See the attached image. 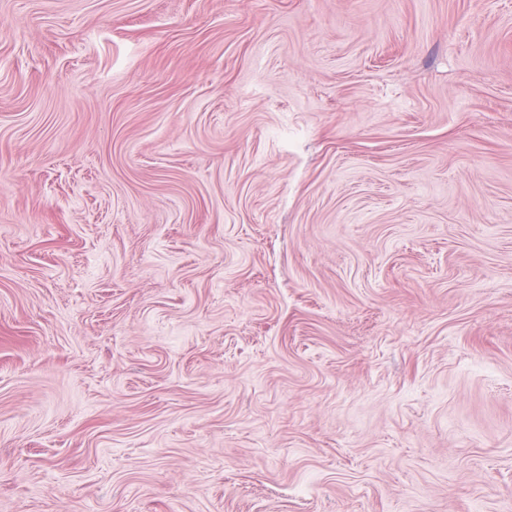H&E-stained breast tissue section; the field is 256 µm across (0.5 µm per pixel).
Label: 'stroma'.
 Instances as JSON below:
<instances>
[{
  "instance_id": "35a3bbf8",
  "label": "stroma",
  "mask_w": 512,
  "mask_h": 512,
  "mask_svg": "<svg viewBox=\"0 0 512 512\" xmlns=\"http://www.w3.org/2000/svg\"><path fill=\"white\" fill-rule=\"evenodd\" d=\"M0 512H512V0H0Z\"/></svg>"
}]
</instances>
